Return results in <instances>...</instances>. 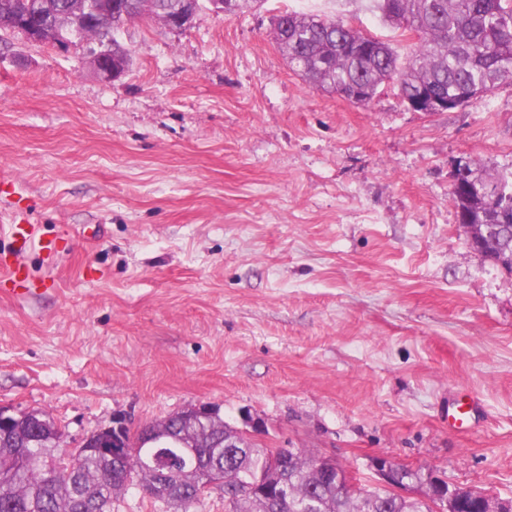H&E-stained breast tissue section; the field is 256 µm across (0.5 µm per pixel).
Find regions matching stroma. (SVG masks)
Segmentation results:
<instances>
[{"instance_id": "1", "label": "stroma", "mask_w": 512, "mask_h": 512, "mask_svg": "<svg viewBox=\"0 0 512 512\" xmlns=\"http://www.w3.org/2000/svg\"><path fill=\"white\" fill-rule=\"evenodd\" d=\"M284 12L412 45L374 0L129 22L110 81L85 47L13 38L0 252L18 212L67 242L24 258L53 288L0 294V406L75 449L118 415L136 432L213 405L363 485L384 454L512 497V274L469 248L450 194L458 161L512 171V84L431 116L391 83L356 105L290 69ZM472 395L479 421L449 428Z\"/></svg>"}]
</instances>
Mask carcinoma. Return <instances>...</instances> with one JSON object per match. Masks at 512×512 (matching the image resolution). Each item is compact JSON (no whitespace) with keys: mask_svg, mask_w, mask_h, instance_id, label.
<instances>
[{"mask_svg":"<svg viewBox=\"0 0 512 512\" xmlns=\"http://www.w3.org/2000/svg\"><path fill=\"white\" fill-rule=\"evenodd\" d=\"M32 0H0V30L6 22L29 17ZM385 21L418 39L406 56L391 44L365 35L344 21L319 14L285 12L275 18L273 36L292 70L313 86L332 93L363 89L358 105L369 104L378 88L397 82L401 96L425 88L450 99L482 90L489 93L512 81V0H375ZM187 6L193 17L202 0H154L148 11L136 5L106 29L70 30L79 42L112 45V59L129 63L130 54L118 40L129 21L175 18L177 7ZM481 182L498 189L482 201L466 205L475 224H512V175L492 176L481 166L469 165ZM483 258L512 274V257L497 244L485 241ZM54 420L33 431L24 425L0 430V512H112V500L124 490L123 477L145 490L161 479L142 469L141 459L130 454L112 462L93 454L76 458L71 472L52 473L32 456L49 444ZM130 447L157 438L186 445L198 457L194 472H175L162 479L169 512H190L199 501V486L219 472L224 488V512H433L426 501L406 500L379 487H362L355 495L347 487V471L339 462L322 471L314 468L317 456L301 450L278 471L270 458L278 452L249 440L215 412L194 419L178 412L133 434L124 431ZM239 438L242 448H226L224 441ZM288 476V495L277 496V486Z\"/></svg>","mask_w":512,"mask_h":512,"instance_id":"cac0c4a2","label":"carcinoma"}]
</instances>
